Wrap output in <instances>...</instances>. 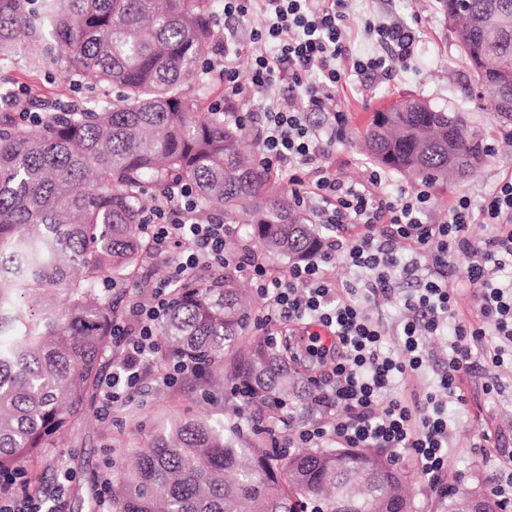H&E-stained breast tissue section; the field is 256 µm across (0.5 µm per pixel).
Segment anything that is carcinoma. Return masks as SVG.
Wrapping results in <instances>:
<instances>
[{"label": "carcinoma", "instance_id": "cac0c4a2", "mask_svg": "<svg viewBox=\"0 0 512 512\" xmlns=\"http://www.w3.org/2000/svg\"><path fill=\"white\" fill-rule=\"evenodd\" d=\"M205 0H53L45 14L65 72L117 89L112 103L0 128V473L50 447L83 414L112 351L123 312L114 290L134 273L146 188L195 187L274 255L299 260L318 244L301 211L268 189V175L236 129L203 105L209 82L197 62L214 35ZM456 12L461 56L503 124L512 122V0H444ZM24 0H0V50L29 26ZM363 144L383 167L446 184L448 149L467 169L482 160L462 113L404 97L373 113ZM67 296L57 310L58 292ZM250 303L234 282H186L174 292L163 338L174 358L210 368L234 348ZM276 410L299 386L288 348L265 340L235 354L228 381ZM409 471L379 452L308 448L284 456L238 428L178 423L141 451L112 512H355L411 509Z\"/></svg>", "mask_w": 512, "mask_h": 512}]
</instances>
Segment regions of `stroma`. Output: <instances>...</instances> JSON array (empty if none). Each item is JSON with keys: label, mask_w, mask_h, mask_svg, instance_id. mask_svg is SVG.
<instances>
[{"label": "stroma", "mask_w": 512, "mask_h": 512, "mask_svg": "<svg viewBox=\"0 0 512 512\" xmlns=\"http://www.w3.org/2000/svg\"><path fill=\"white\" fill-rule=\"evenodd\" d=\"M47 0H27L33 19L19 40L0 50V93L27 89L32 110L50 111L96 108L111 102L112 89L96 85L87 77L67 75L58 49L43 22ZM348 22L347 46L351 55L366 57L378 53L366 24L395 21L414 23L420 37L416 61L394 64L391 78L352 77L336 92V103L348 114L342 139L332 148L331 159L344 176L353 181L366 179L375 162L365 151L360 134L372 112L403 94H412L437 106L460 109L468 126L482 143L495 147L464 176L432 192L433 218L448 210L450 201L464 194L479 204L483 196L503 176L512 173V144L497 115L482 107L472 76L463 62L455 37L447 27L440 0H353ZM174 270L169 255L144 254L141 266L125 285L124 305H131L141 293L143 282L167 279ZM159 349L149 362L140 389L122 403L104 407L99 395H91L81 420L63 431L55 447L42 456L21 462L23 479L40 493L47 505L56 497L65 500L64 512H94L100 497H111L120 487L125 472L144 448L163 431L180 420L206 418L215 423L229 419L230 408L240 411L237 423L245 434L272 442L280 432L274 416L258 410L243 398L223 391L205 396L196 380L169 385L163 382ZM485 376L466 383V406H449L454 421L453 450L448 463V483L456 488H484L487 475L482 456L472 440L484 431L499 434V445L512 449V372L500 373L499 385L486 391ZM72 481H65V473Z\"/></svg>", "instance_id": "stroma-1"}]
</instances>
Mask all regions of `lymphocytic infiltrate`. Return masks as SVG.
I'll list each match as a JSON object with an SVG mask.
<instances>
[{"label": "lymphocytic infiltrate", "instance_id": "f902f5d3", "mask_svg": "<svg viewBox=\"0 0 512 512\" xmlns=\"http://www.w3.org/2000/svg\"><path fill=\"white\" fill-rule=\"evenodd\" d=\"M350 0H224L225 20L250 13L265 19L262 29L241 40L225 41L206 73L224 84V109L236 124L255 127L256 162L282 176L294 203L307 207L330 235L325 244L285 272L273 271L265 258L246 255L230 263L224 253L228 225L201 219L198 194L189 184L174 183L160 196L142 227L149 248L171 251L177 263L170 278L157 282L136 300L125 320L112 327L121 347L112 375L100 382L104 405L125 400L140 384L144 368L159 349L158 328L171 310V295L188 277L209 273L220 279L225 267L247 272L264 318L275 324L307 321L329 330L330 344L315 342L310 355L331 358L333 384L318 385L307 408L315 415L289 433L290 448H379L408 452L421 478L437 483L448 469L452 430L448 403L466 404L464 384L476 371L492 373L512 364V282L498 274L512 267V175L499 180L481 208L461 195L445 216L431 221V195L425 189L386 191L382 176L366 181L343 178L333 166L330 148L345 132L348 116L337 109L335 92L352 75L388 74L396 62L414 59L418 37L407 23L377 27L379 56H346L345 28ZM248 57L249 74L241 76L238 60ZM256 98L264 112L244 110ZM312 112L326 114V124L311 123ZM486 235H473V226ZM406 244L419 264L418 285L399 291L392 277L399 261L397 244ZM467 259L465 278L481 283L476 314L459 316L456 289L448 285L449 260ZM357 268L362 279L339 284L335 264ZM400 297L407 312L397 337L398 351L385 346V330L366 314L361 299ZM452 331L454 339L433 390L383 400L394 375L414 376L425 364L428 337ZM475 447L491 449L489 434ZM490 495L512 507V452L491 449Z\"/></svg>", "mask_w": 512, "mask_h": 512}]
</instances>
